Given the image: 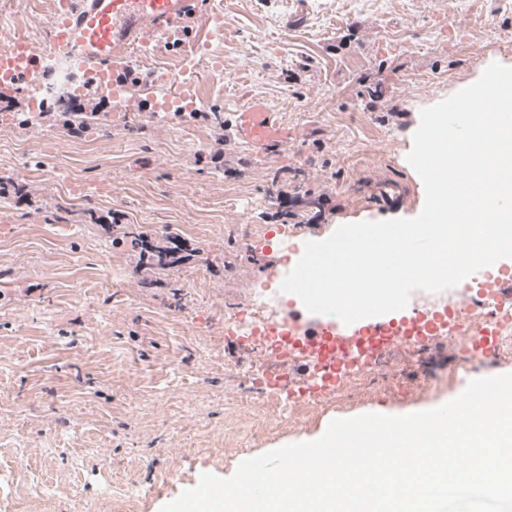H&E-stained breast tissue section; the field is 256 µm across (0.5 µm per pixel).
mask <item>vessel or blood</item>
Returning a JSON list of instances; mask_svg holds the SVG:
<instances>
[{"label": "vessel or blood", "mask_w": 512, "mask_h": 512, "mask_svg": "<svg viewBox=\"0 0 512 512\" xmlns=\"http://www.w3.org/2000/svg\"><path fill=\"white\" fill-rule=\"evenodd\" d=\"M212 0H70L67 13L51 24L49 44L65 60L85 68L90 76L84 87L92 93L99 81L137 94L127 55L136 44L156 33L185 40L193 36L199 17H212ZM40 52L32 47L1 46L0 77L11 84L32 83L42 74ZM240 140L262 152L288 144V130L267 101L252 98L234 114ZM288 320L303 342L288 365V375L302 382L315 368L327 370L326 385L336 383L334 371L342 356L351 352L375 353L386 346L448 326L446 318L421 316L414 307L359 320L347 325L326 322L304 306L290 305Z\"/></svg>", "instance_id": "b4317fda"}]
</instances>
